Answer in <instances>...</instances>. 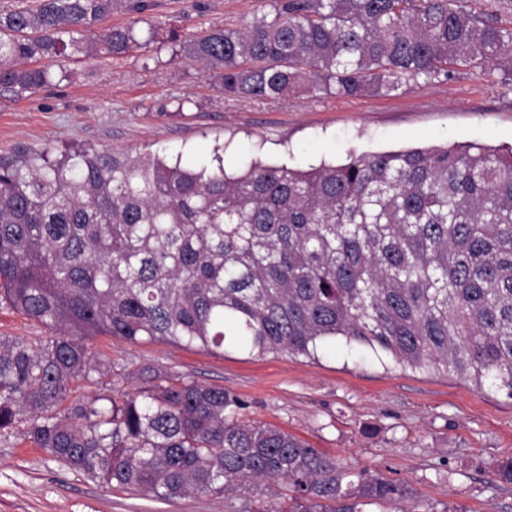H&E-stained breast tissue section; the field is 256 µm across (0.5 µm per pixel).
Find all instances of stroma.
Masks as SVG:
<instances>
[{
  "label": "stroma",
  "mask_w": 512,
  "mask_h": 512,
  "mask_svg": "<svg viewBox=\"0 0 512 512\" xmlns=\"http://www.w3.org/2000/svg\"><path fill=\"white\" fill-rule=\"evenodd\" d=\"M153 21L187 38L213 24L237 27L266 0H155ZM79 143L193 162L223 145L235 170L253 158L305 169L349 155L452 143L512 144V90L496 74L460 72L395 96L291 95L228 98L203 65L156 44L112 59L104 48L65 62L52 86L0 88V153ZM92 350L123 376L119 392L143 388L142 369L224 387L242 417L288 431L345 466L408 485L403 504L435 512H512V484L492 470L512 455V400L453 376L384 367L374 355L328 346L318 361L244 352L213 354L167 342L93 338ZM266 498L198 495L163 502L102 487L68 470L19 431L0 432V512H264Z\"/></svg>",
  "instance_id": "obj_1"
}]
</instances>
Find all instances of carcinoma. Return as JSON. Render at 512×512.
Instances as JSON below:
<instances>
[{
  "label": "carcinoma",
  "mask_w": 512,
  "mask_h": 512,
  "mask_svg": "<svg viewBox=\"0 0 512 512\" xmlns=\"http://www.w3.org/2000/svg\"><path fill=\"white\" fill-rule=\"evenodd\" d=\"M214 24L184 57L227 97L389 96L460 69L512 83V0H268ZM152 0H39L0 12V86L51 84L18 63L89 52L93 27L123 58L176 43ZM148 24L145 32L135 24ZM0 299L52 330L0 337V431L101 486L160 500L256 493L263 512H359L408 486L341 465L292 434L240 418L222 387L165 379L115 398L121 372L96 336L212 352L318 358L327 343L512 399V148L370 152L295 170L228 172L69 144L0 155ZM103 392L91 400L73 383Z\"/></svg>",
  "instance_id": "1"
}]
</instances>
